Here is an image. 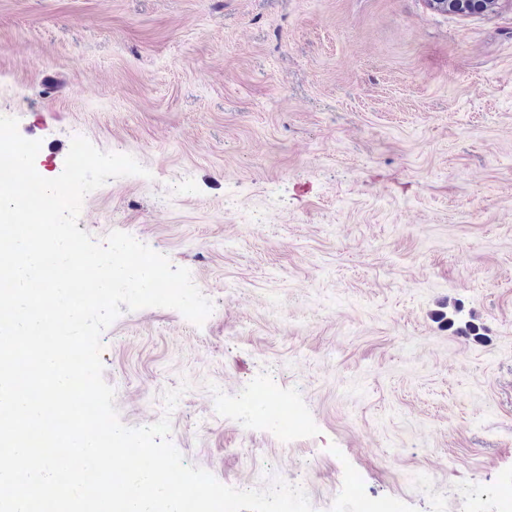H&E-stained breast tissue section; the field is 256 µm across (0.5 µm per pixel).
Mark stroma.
Returning <instances> with one entry per match:
<instances>
[{
  "instance_id": "1",
  "label": "stroma",
  "mask_w": 512,
  "mask_h": 512,
  "mask_svg": "<svg viewBox=\"0 0 512 512\" xmlns=\"http://www.w3.org/2000/svg\"><path fill=\"white\" fill-rule=\"evenodd\" d=\"M0 115L56 177L73 137L149 177L78 227L190 270L203 326L102 335L123 424L313 512H512V0H0ZM263 388L302 428L260 420Z\"/></svg>"
}]
</instances>
